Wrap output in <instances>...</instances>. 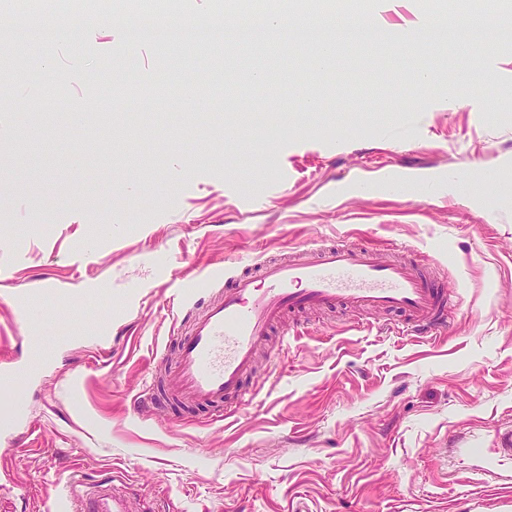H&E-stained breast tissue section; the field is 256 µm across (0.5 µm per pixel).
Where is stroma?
I'll list each match as a JSON object with an SVG mask.
<instances>
[{
	"instance_id": "obj_1",
	"label": "stroma",
	"mask_w": 512,
	"mask_h": 512,
	"mask_svg": "<svg viewBox=\"0 0 512 512\" xmlns=\"http://www.w3.org/2000/svg\"><path fill=\"white\" fill-rule=\"evenodd\" d=\"M366 21L423 24L432 0H368ZM182 22L235 29L224 0H162ZM110 23L66 28L29 59L47 71L54 118L0 103V368L43 336L45 364L14 398L25 421L0 433V512H58L73 477L121 480L128 512H512V40L459 46L432 30L415 40L340 50L334 80L300 62L271 72L263 94L198 112L180 90L200 66L270 65L234 41L204 56L153 43L131 65L151 72L155 109L131 122L80 124L62 110L78 84L89 112L134 88L83 70L128 34ZM496 71L473 87L474 65ZM435 69L430 95L405 101V75ZM314 97L317 111L304 109ZM473 170L472 189H430L416 175ZM352 242L381 255L414 249L442 264L447 334L389 332L391 313L338 309L286 321L283 346L245 380V412L188 405L151 391L180 339L167 289L203 267H235L289 250ZM32 327L15 316V299Z\"/></svg>"
}]
</instances>
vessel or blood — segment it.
I'll use <instances>...</instances> for the list:
<instances>
[{"instance_id": "vessel-or-blood-1", "label": "vessel or blood", "mask_w": 512, "mask_h": 512, "mask_svg": "<svg viewBox=\"0 0 512 512\" xmlns=\"http://www.w3.org/2000/svg\"><path fill=\"white\" fill-rule=\"evenodd\" d=\"M203 294L189 283L173 290L178 310L191 320L182 333L170 376L190 404L234 401L247 405L243 388L258 347L276 323L309 309L345 307L398 312L399 334L431 335L448 327V297L434 272L407 260L384 259L364 246L333 243L310 253L263 259L243 268H213ZM64 512H126L123 486L72 484Z\"/></svg>"}]
</instances>
